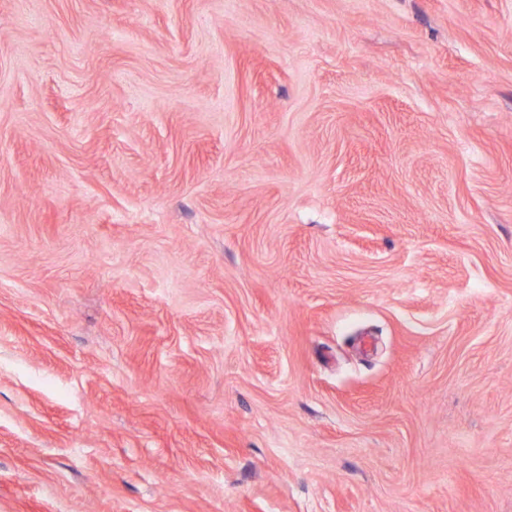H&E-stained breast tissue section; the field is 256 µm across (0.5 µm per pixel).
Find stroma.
Instances as JSON below:
<instances>
[{
  "mask_svg": "<svg viewBox=\"0 0 512 512\" xmlns=\"http://www.w3.org/2000/svg\"><path fill=\"white\" fill-rule=\"evenodd\" d=\"M0 512H512V0H0Z\"/></svg>",
  "mask_w": 512,
  "mask_h": 512,
  "instance_id": "1",
  "label": "stroma"
}]
</instances>
